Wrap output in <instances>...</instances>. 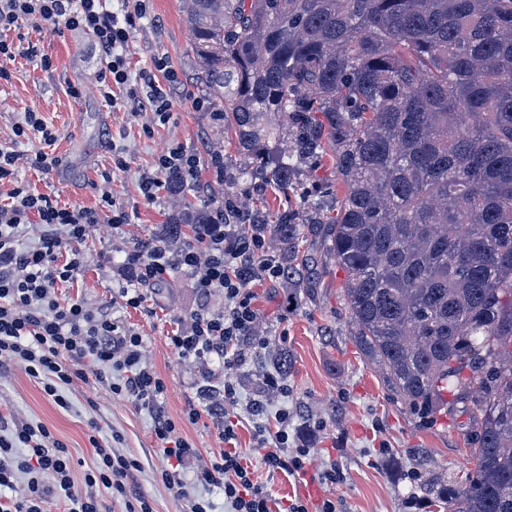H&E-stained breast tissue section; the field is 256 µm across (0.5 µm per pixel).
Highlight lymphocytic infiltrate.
<instances>
[{"label":"lymphocytic infiltrate","instance_id":"1","mask_svg":"<svg viewBox=\"0 0 512 512\" xmlns=\"http://www.w3.org/2000/svg\"><path fill=\"white\" fill-rule=\"evenodd\" d=\"M108 0H0V57H39L43 70H51L48 55L35 46L5 40V32L19 29L22 22L38 20L92 33L109 73L98 91L115 107L130 108L132 116L147 112L153 123H169L172 90L177 76L166 56H154L151 66L131 77L128 56L131 30L144 17V0H122L119 10ZM39 134L42 149L22 153L0 144V191L7 197L0 205V362L24 368L38 380L46 395L60 407L68 402L60 386L74 381L108 386L110 392L134 406L156 408L166 391L163 380L142 359L141 334L126 328L109 315L89 310L83 302L58 298V284L73 280L83 270L86 257L81 248L91 227L130 223L131 214L116 203L105 189L98 207H62L49 195L35 192L20 180V168L48 175L60 164L48 147L56 134L39 113H20L14 124L16 137ZM199 160L181 144L171 145L154 160L153 170L143 172L138 188L146 203H155L162 188L161 175L177 174L181 183L197 178ZM247 217L236 206H227L214 223L204 225L194 243L179 252L157 245L152 252L134 249L123 265L126 288L119 296L125 306L140 308L146 301L145 287L163 283L176 268L193 279L199 296L222 295V308H202L189 332L174 333L169 343L181 358L214 356L224 365V403L237 406L239 383L236 373L246 362L247 349L265 348L259 336V315L249 287L253 273L273 279L280 265L270 254L262 235L245 231ZM41 226L37 243L21 248L30 224ZM159 453L170 460L162 470L165 485L186 495L189 481L217 488L224 493L225 512H273L269 496L254 485L251 472L228 447L186 478L180 465L195 456L194 446L176 438L174 422L161 420L154 428ZM265 445L262 462L269 472L291 474L303 471L315 454L311 448H289L288 414L280 412L274 424L255 429ZM93 469L84 475V490H77L68 448L43 425L19 423L0 414V512H46L49 501L62 504L66 512H103L98 489H106L121 512H153L149 500L131 492L129 479L140 470V461L114 453L104 440H93ZM26 484L15 496H7L18 474Z\"/></svg>","mask_w":512,"mask_h":512}]
</instances>
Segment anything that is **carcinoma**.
Masks as SVG:
<instances>
[{
	"instance_id": "carcinoma-1",
	"label": "carcinoma",
	"mask_w": 512,
	"mask_h": 512,
	"mask_svg": "<svg viewBox=\"0 0 512 512\" xmlns=\"http://www.w3.org/2000/svg\"><path fill=\"white\" fill-rule=\"evenodd\" d=\"M183 4L238 150L285 192L299 162L330 156L343 197L308 233L346 273L350 321L391 390L421 419L472 406L474 475L438 503L512 512V0ZM213 216L188 206L141 248ZM260 227L288 293L308 291L294 214Z\"/></svg>"
}]
</instances>
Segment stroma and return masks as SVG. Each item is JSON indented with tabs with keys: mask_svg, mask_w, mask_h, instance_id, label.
Instances as JSON below:
<instances>
[{
	"mask_svg": "<svg viewBox=\"0 0 512 512\" xmlns=\"http://www.w3.org/2000/svg\"><path fill=\"white\" fill-rule=\"evenodd\" d=\"M22 32L39 54L51 57L53 66L51 71L42 70L38 57L19 56L7 62L11 77L0 81V142H16L18 150L27 153L41 148L39 136L18 141L12 130L19 112L40 113L56 133L53 150L61 166L47 176L23 168L20 179L59 206L93 207L99 203L94 184L100 172L108 170L110 193L136 210L131 224L121 231H112L107 224L93 228L83 244L85 268L76 280L58 284L56 293L65 300L83 301L90 310L109 314L142 335L143 359L167 387L160 411L175 422L178 436L198 451L188 462V471L200 469L220 453L221 432L229 419L236 423L233 448L272 501L284 504L299 498L310 512L326 498L335 499L337 512H444L435 495L427 492L426 482L435 478L452 484L471 475L474 464L465 429L469 416L457 411L425 424L393 394L359 345L346 309V274L332 262L323 241L308 236L300 244L301 251L315 260L316 288L293 297L283 282H252L268 345L238 371L241 405L230 412L225 411L221 394V364L209 357L179 358L168 341L172 331L189 328L200 309L191 276L172 270L166 282L149 290L141 308L124 307L117 298L125 284L121 270L127 249L152 239L161 225L182 211L184 200L207 205L212 194L234 192L244 184L249 188V214L269 223L278 212L296 208L306 220L336 207L331 160L297 172L303 191L299 197L280 194L261 173L242 176L251 161L238 151L232 131L214 119L217 106L196 80L197 62L182 0H146V15L132 30V74L149 67L154 55L164 54L180 81L169 124L152 127L148 134L143 127L149 125V115L134 118L112 110L93 90L103 69L94 38L79 29L58 33L35 21L24 22ZM73 86L83 88L81 98L71 97ZM177 142L200 159L196 187L177 192L166 187L159 203L144 204L138 196L139 174ZM116 144L126 149L127 169L112 167ZM214 150L224 155L223 172H216L210 162ZM281 350L292 358L284 375L288 393L260 397L261 377L271 371V359ZM65 394L72 403L68 410L59 408L20 366L0 367V413L44 423L73 458L76 488H83L84 473L93 462L91 435H112L115 448L140 460L142 469L133 483L154 512H186V498L158 478L167 462L156 451L151 414L113 398L101 385L77 381ZM257 397L264 400L265 419L288 411L290 447L320 449V461L337 470L335 483L318 481L312 466L299 475L268 473L261 462L264 451L254 439V419L244 408ZM192 406L199 412L193 422L187 417Z\"/></svg>",
	"mask_w": 512,
	"mask_h": 512,
	"instance_id": "obj_1",
	"label": "stroma"
}]
</instances>
